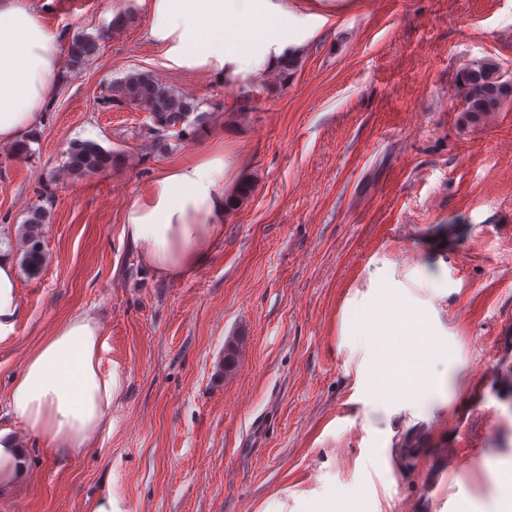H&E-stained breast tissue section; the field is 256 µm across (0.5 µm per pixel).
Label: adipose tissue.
<instances>
[{
	"label": "adipose tissue",
	"instance_id": "ef3b65f1",
	"mask_svg": "<svg viewBox=\"0 0 512 512\" xmlns=\"http://www.w3.org/2000/svg\"><path fill=\"white\" fill-rule=\"evenodd\" d=\"M151 39L168 66L217 76L237 88L281 69L326 23L291 11L286 0H139ZM62 44L31 0H0V145L33 137L58 87ZM248 166L217 143L195 158L163 165L147 194L124 214L122 236L153 278L176 282L195 273L224 240V196ZM19 314L16 269L0 253V335ZM406 333L417 352L381 396L406 390L442 396L445 380L426 360L438 353L428 319L416 313ZM104 327L92 314L60 323L29 357L9 394V409L46 446L89 447L122 392L118 374L101 369Z\"/></svg>",
	"mask_w": 512,
	"mask_h": 512
}]
</instances>
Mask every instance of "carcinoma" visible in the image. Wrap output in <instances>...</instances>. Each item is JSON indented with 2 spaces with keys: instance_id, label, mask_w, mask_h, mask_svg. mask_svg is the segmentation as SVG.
<instances>
[{
  "instance_id": "cac0c4a2",
  "label": "carcinoma",
  "mask_w": 512,
  "mask_h": 512,
  "mask_svg": "<svg viewBox=\"0 0 512 512\" xmlns=\"http://www.w3.org/2000/svg\"><path fill=\"white\" fill-rule=\"evenodd\" d=\"M134 20L132 14L118 12L107 28L94 35L77 31L66 36L67 66L60 80L66 82L77 75L99 53L101 42L110 38L112 31L126 28ZM458 84L462 116L468 123L483 121L512 98V81L503 79L499 63L490 59L463 70L458 77ZM103 103L109 108L135 106L149 112L151 131L159 147L168 145L169 133L173 131L179 138L192 137L189 117L202 106L201 102L164 85L151 72L139 70L112 81L110 95L103 98ZM65 157L66 170L76 178L92 176L120 162L119 155L90 140L69 142ZM254 190L253 180H242L231 194L225 196V209L233 211L240 208L253 196ZM50 204L52 193L47 191L45 203L29 210L20 226L19 265L30 278L38 277L47 264L45 225L50 215Z\"/></svg>"
}]
</instances>
